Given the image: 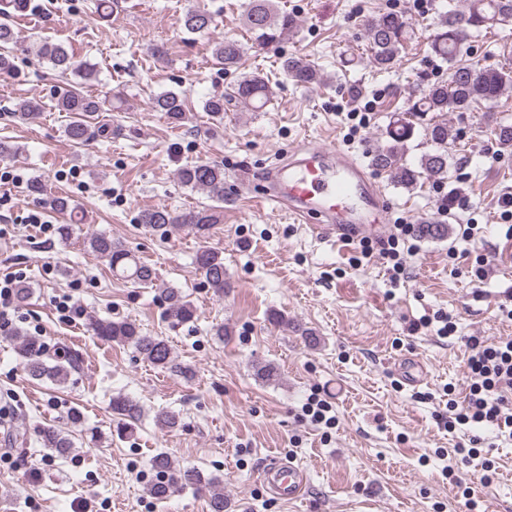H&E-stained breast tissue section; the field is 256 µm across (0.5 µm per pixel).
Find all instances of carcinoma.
<instances>
[{"label": "carcinoma", "instance_id": "cac0c4a2", "mask_svg": "<svg viewBox=\"0 0 512 512\" xmlns=\"http://www.w3.org/2000/svg\"><path fill=\"white\" fill-rule=\"evenodd\" d=\"M243 16L246 30L260 45L279 42L285 35L294 32L299 20L293 14L278 8L274 0H245ZM512 21V0H469L467 9L448 8L441 13V20L431 40V52L449 65L451 74L446 81L426 84L419 94H411L406 116L392 122L387 132L386 145L378 148L372 162L381 170L393 174L397 184L406 188L414 187L423 179L448 174V140L453 138L448 126L446 113L466 112L482 103L493 104L509 89H512V67L489 66L476 69L467 60L466 42L472 30H488L498 24ZM183 28L194 34H204L215 25L214 15L206 8L194 6L185 11L181 19ZM369 42V63L377 69H390L411 38L412 28L408 18L399 12H386L367 25ZM17 35L12 27L0 23V74L14 69L12 46ZM242 47L238 41L226 38L214 42L212 56L228 70L236 67L241 57ZM37 55L52 65L62 75L81 73L91 75L86 62L76 61L74 54L64 45L42 40L37 47ZM281 68L296 85L317 87L325 83L324 74L311 61L303 56L282 58ZM268 80L259 74L243 78L232 92L225 96L212 97L205 102L204 110L218 123L224 122V106L236 100L253 112L262 110L268 101ZM152 107L163 113L172 125H180L188 119L185 99L174 91H165L152 97ZM54 108L67 114L68 123L64 133L69 141L81 144L89 137L97 135L110 138L114 134L112 126L102 123L91 129L86 118L102 111V103L96 98L83 95L76 89H68L54 98ZM45 109V102L32 98L23 99L15 105L14 115L24 121L36 120ZM429 118L427 134L435 149L421 156L417 167L402 163L405 143L413 136L415 121ZM178 179L184 186L200 190L215 201L213 205L202 206L182 214H174L163 208L147 210L140 214L139 221L157 230L170 227L184 228L198 238L206 239L215 225L224 221V166L216 163L199 162L187 164L179 169ZM30 195L43 200L44 204L72 220L70 224L58 225L61 241L67 242L75 233L73 220L77 218L71 198L63 194L47 191L45 182L34 179L28 183ZM84 246L96 258L104 261L112 273L141 288L156 286L158 276L154 268L139 261L125 242L114 239L106 233H92L84 237ZM196 273L215 292L222 294L227 283L224 279V258L209 247H203L194 257ZM165 318L175 324L190 322L195 317L192 303L177 288H167ZM88 328L100 339L122 346L134 348L152 365L161 367L181 377L188 378L191 371L178 363L172 356L166 341L151 336L135 322L128 319L91 318ZM0 341L13 344L22 358L25 372L35 379H49L63 384L76 364L73 355L59 351L51 355L37 339L22 336L14 331L1 335ZM112 413L116 418V428L120 433L134 429L141 409L138 403L118 395L112 398ZM43 447L65 454L74 447L72 440L55 429L39 432ZM154 468L159 479L150 486V494L157 500H166L184 486L212 490L211 512H230L231 505L224 499V492L215 490V479H204L200 472L176 468L166 456L154 459Z\"/></svg>", "mask_w": 512, "mask_h": 512}]
</instances>
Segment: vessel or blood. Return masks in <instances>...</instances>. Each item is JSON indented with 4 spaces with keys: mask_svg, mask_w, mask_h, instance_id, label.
<instances>
[{
    "mask_svg": "<svg viewBox=\"0 0 512 512\" xmlns=\"http://www.w3.org/2000/svg\"><path fill=\"white\" fill-rule=\"evenodd\" d=\"M268 202L285 206L296 223L316 233L352 244L381 234L391 203L366 167L340 146L303 149L265 178ZM275 498L293 501L304 492L301 467L270 462L262 472Z\"/></svg>",
    "mask_w": 512,
    "mask_h": 512,
    "instance_id": "vessel-or-blood-1",
    "label": "vessel or blood"
}]
</instances>
